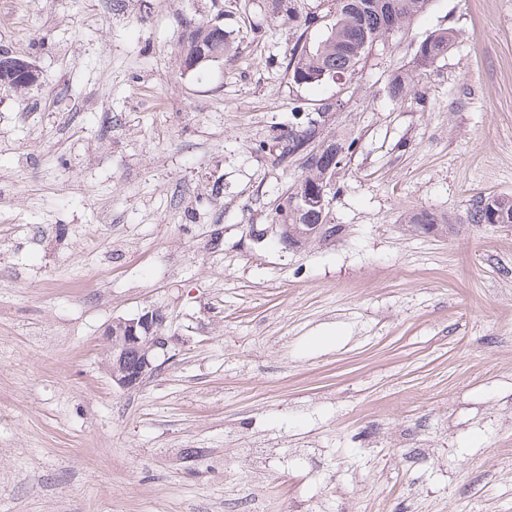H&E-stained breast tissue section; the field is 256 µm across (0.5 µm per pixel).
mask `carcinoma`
Returning <instances> with one entry per match:
<instances>
[{"label": "carcinoma", "mask_w": 512, "mask_h": 512, "mask_svg": "<svg viewBox=\"0 0 512 512\" xmlns=\"http://www.w3.org/2000/svg\"><path fill=\"white\" fill-rule=\"evenodd\" d=\"M428 0H335L330 21L314 42L295 49L288 69L295 82L321 83L334 76L351 75L373 44L389 37L391 29L385 27L389 14L392 24L403 27L422 13ZM453 35L446 29L436 31L422 40L416 49L415 67L426 71L451 45ZM229 48L228 33L215 31L202 21L194 24L184 36L183 57L193 58L205 52L216 55ZM320 129L312 122L285 135L292 148L319 138ZM306 175L296 190L288 196V223L318 224L317 239H328L338 232L337 225L328 223V213L310 204V197L322 185L323 179H332L323 157L306 155L303 163ZM512 224V195H491L473 201L467 209L469 224H491L493 219Z\"/></svg>", "instance_id": "1"}]
</instances>
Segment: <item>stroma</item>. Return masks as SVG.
<instances>
[{
  "label": "stroma",
  "instance_id": "1",
  "mask_svg": "<svg viewBox=\"0 0 512 512\" xmlns=\"http://www.w3.org/2000/svg\"><path fill=\"white\" fill-rule=\"evenodd\" d=\"M332 0H0V512H512V0H431L343 83ZM233 47L193 73L190 25ZM454 41L409 94L420 41ZM349 143L335 237L287 250L288 126ZM427 211L438 222L409 221ZM169 316L138 390L112 321ZM501 220L499 224H512V195H491L479 197L467 209L468 224H493V218Z\"/></svg>",
  "mask_w": 512,
  "mask_h": 512
}]
</instances>
